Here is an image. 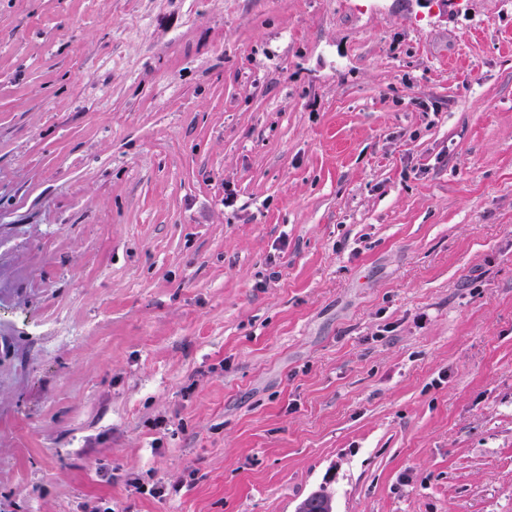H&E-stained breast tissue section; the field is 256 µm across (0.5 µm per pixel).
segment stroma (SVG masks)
<instances>
[{
	"mask_svg": "<svg viewBox=\"0 0 512 512\" xmlns=\"http://www.w3.org/2000/svg\"><path fill=\"white\" fill-rule=\"evenodd\" d=\"M322 489L512 512V0H0V512Z\"/></svg>",
	"mask_w": 512,
	"mask_h": 512,
	"instance_id": "obj_1",
	"label": "stroma"
}]
</instances>
